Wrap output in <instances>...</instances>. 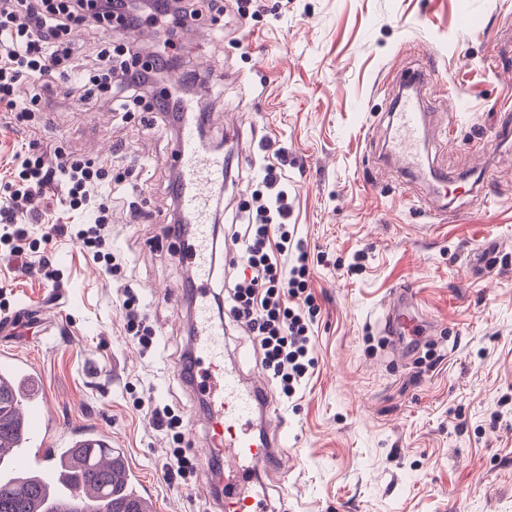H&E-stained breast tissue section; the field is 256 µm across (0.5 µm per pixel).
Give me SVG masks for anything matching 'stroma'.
<instances>
[{"instance_id": "obj_1", "label": "stroma", "mask_w": 512, "mask_h": 512, "mask_svg": "<svg viewBox=\"0 0 512 512\" xmlns=\"http://www.w3.org/2000/svg\"><path fill=\"white\" fill-rule=\"evenodd\" d=\"M224 0L181 38L177 77L207 58L208 137L225 139L237 177L223 191L224 218L244 222L261 187L263 145L283 149L292 222L311 258L313 375L292 398L277 397L288 430V474L265 471L258 485L288 512H512V0ZM428 68L422 145L435 170L454 177L492 173L485 188L454 199L445 217L424 212L435 191L389 160L387 114L402 71ZM58 81L27 125L0 106V198L16 154L54 147L100 160L111 143L108 242L125 259L106 275L80 244L47 235L71 223L57 182L13 211L27 229L29 265L0 249V318L22 306L47 309L52 336L0 335V353L38 365L53 431L104 430L125 449L153 512H199L207 471L186 487L162 471L165 432L132 406L136 394L171 405L191 447L202 448L204 409L180 378L177 347L192 328L194 288L164 233L174 175L166 162L177 123L155 112L79 103ZM470 109L447 141L448 93ZM488 142L485 153L477 142ZM152 215L136 223L133 212ZM501 248L490 273L480 251ZM416 290L434 323L429 342L389 344L384 315L392 292ZM134 288L157 350L141 354L125 336L117 299ZM227 364L262 377L245 324L231 323Z\"/></svg>"}]
</instances>
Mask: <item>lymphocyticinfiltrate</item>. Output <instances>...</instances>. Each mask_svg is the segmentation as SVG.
I'll use <instances>...</instances> for the list:
<instances>
[{
	"label": "lymphocytic infiltrate",
	"mask_w": 512,
	"mask_h": 512,
	"mask_svg": "<svg viewBox=\"0 0 512 512\" xmlns=\"http://www.w3.org/2000/svg\"><path fill=\"white\" fill-rule=\"evenodd\" d=\"M218 0H0V104L14 108L17 121H25L28 107L38 106L56 80L69 78L73 97L87 101L106 97L117 110L129 112L145 105L151 111L176 116L180 96L162 83L172 62L179 60L181 34L196 24L205 8ZM101 33L97 65L80 63L70 35L79 26ZM150 27L164 38L152 58L139 61L127 44H113L112 31ZM29 82L28 107L17 106L14 95L20 82ZM284 159L275 153L263 161V191L253 193L255 207L247 223L233 235L245 245L239 272L224 300L234 320L247 323L261 352V365L285 397L314 372L313 325L319 313L308 290L310 269L306 244L289 224L291 205L284 186ZM106 163L79 159L62 151L53 157H24L11 199H34L47 185L64 181L70 211L93 212L89 224H54V233L69 234L92 255L105 274H121L123 263L106 244L105 229L112 201L100 193ZM119 306L130 342L141 351L155 345V332L146 323L137 293L124 289ZM150 423L170 432L173 446L163 465L166 479L188 485L199 463L184 448L181 420L170 406L154 407Z\"/></svg>",
	"instance_id": "f902f5d3"
}]
</instances>
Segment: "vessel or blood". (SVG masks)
Returning a JSON list of instances; mask_svg holds the SVG:
<instances>
[{
    "mask_svg": "<svg viewBox=\"0 0 512 512\" xmlns=\"http://www.w3.org/2000/svg\"><path fill=\"white\" fill-rule=\"evenodd\" d=\"M424 122L417 94L399 97L390 115L393 129L391 153L395 161L411 171L424 169L419 149ZM178 173L176 191L189 216L195 238L193 253L184 263L195 283V332L192 342L193 388L207 404V434L199 455L202 465L220 461L224 480L222 501L206 493V502H218L221 512H267L263 495L253 485L258 470L287 473L288 436L275 423L274 398L265 382L245 383L239 372L224 362L223 324L213 321L210 311L212 280L211 202L225 185L223 155L212 152L198 137L193 122L180 129L178 146L168 158ZM465 181L444 188L426 203L431 214L446 212L448 195L468 192ZM385 330L392 340L418 342L423 334L421 316L412 291L398 290L387 312ZM0 381L23 396L14 419L18 439L13 448L0 454V484L17 485L37 477L47 492V501L56 512L71 506L76 494L67 479L66 468L52 460L37 458L35 449L44 447V436L51 425L49 403L40 392V376L29 361L15 354L0 355ZM105 433L87 428L68 436L76 448H97Z\"/></svg>",
    "mask_w": 512,
    "mask_h": 512,
    "instance_id": "vessel-or-blood-1",
    "label": "vessel or blood"
}]
</instances>
